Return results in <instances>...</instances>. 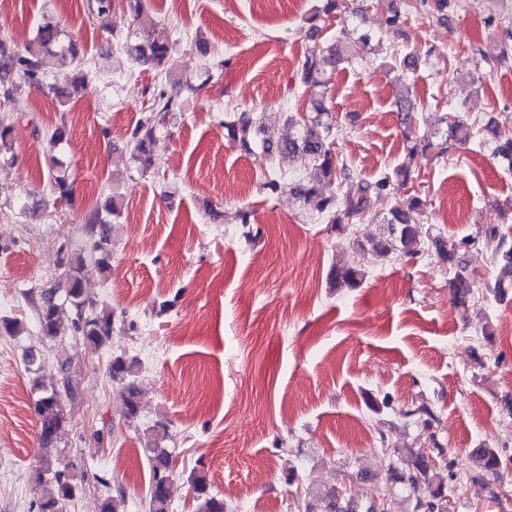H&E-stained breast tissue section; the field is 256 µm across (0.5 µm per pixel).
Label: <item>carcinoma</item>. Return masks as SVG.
<instances>
[{"mask_svg":"<svg viewBox=\"0 0 512 512\" xmlns=\"http://www.w3.org/2000/svg\"><path fill=\"white\" fill-rule=\"evenodd\" d=\"M114 7L116 0H87V8L92 18L104 28L110 27ZM115 42L116 46L128 54L133 64L150 66L161 73L172 72L171 45L165 29H156L146 38L134 43L118 35ZM46 54L57 57L62 63L69 64L76 70L73 91H61L58 93L59 98L67 100L72 92L79 91L85 85V52L81 44L68 36L59 24L45 22L37 27L34 41L22 50L15 49L8 41L0 39V79L14 77L11 86L3 92V102H8L14 91L23 86L38 89L44 87L46 78L43 72V56ZM340 60V52L334 44L318 52L311 51L302 64L301 82L307 87L324 85L326 67ZM171 110V101L162 96L154 98L148 107L149 116L132 133L129 142L131 156L146 168L154 165L149 145L156 127L164 122L166 114ZM316 110V117L303 125L294 122L293 117H288L285 134L276 140L263 139L262 146L269 154H296L308 161L310 169L299 183L291 187L292 192L301 201L313 205L319 213L332 217V223L355 224L364 218L372 201L390 197L394 195L395 189L407 185V169L399 167L394 171V177L385 174L373 182L359 179L354 170L338 159L331 143L327 142L328 128L322 122L321 103H316ZM439 122L446 124L449 138L463 146L481 136V130L466 123L457 112L447 113V116L439 118ZM332 182L346 187V195L340 201L334 195L325 196L320 192L323 184ZM51 186L55 201H70L72 189L65 175L58 173L52 176ZM421 206V199L415 195L394 199L383 219V223L388 226L389 235L372 243L373 248L382 253L400 251L410 255L419 254L418 247L423 242V234L417 214ZM89 232V249L71 255L65 261V292L52 287L41 289L38 322L40 335L45 339L55 340L63 331L60 312L68 308L74 312L72 326L83 337V343L91 349H97L112 335V312L105 307L98 311L94 309L95 302L85 295L83 281L92 271L102 272L108 267L107 260L112 243L109 223L98 213L90 221ZM482 238L497 240L493 257L495 265L500 269V276L494 288L488 289V293L503 294L505 289L512 288V241L509 242L505 236L498 234L496 228H488L484 233L474 236L448 240L437 238L433 243L441 257L452 264L461 252L479 244ZM332 276L350 287H355L360 284L364 273L354 264L346 263L333 269ZM450 288L455 300L462 304L473 292L472 285L459 272L455 273ZM132 368L133 365L120 357L111 360L108 367L112 380L121 384L129 418L138 412L139 390L129 380L133 375ZM76 393L72 379L65 375L61 377L60 387L52 389L35 403L34 412L39 420L41 447H50L62 428L64 413L60 404L61 395L73 398ZM148 450L151 453L149 512H169L173 483L171 457L165 449L156 445L148 447ZM380 450L389 453L393 478L409 486L411 491L417 492L421 485L429 486L432 482H437L436 488L430 491V497H416L414 512H448L443 478L439 473L431 472L428 461L422 457L407 456L400 449L389 447L384 436L380 437ZM470 458L477 464L476 478L482 479L487 475L497 478L501 475L502 461L493 449L474 448L470 451ZM36 482L49 485L40 502L39 512H63L64 505L79 493V486L70 474V463L49 456L42 457ZM189 484L199 500L198 512H225L224 499L209 494L207 478L203 472H191ZM345 503V494L339 487L333 486L309 493L308 498L303 500L302 512H354Z\"/></svg>","mask_w":512,"mask_h":512,"instance_id":"carcinoma-1","label":"carcinoma"}]
</instances>
